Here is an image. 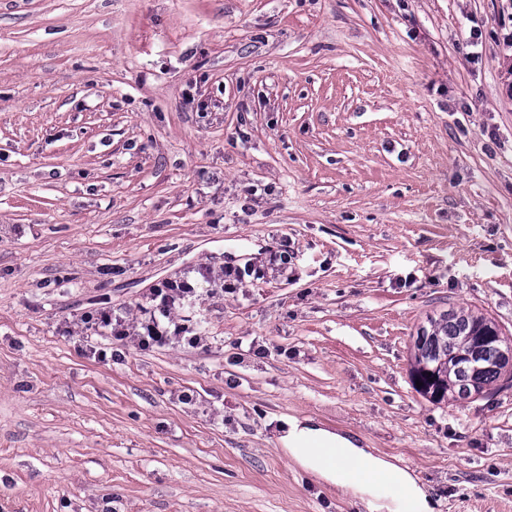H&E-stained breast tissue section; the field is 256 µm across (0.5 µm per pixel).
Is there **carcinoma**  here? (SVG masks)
Wrapping results in <instances>:
<instances>
[{"instance_id": "obj_1", "label": "carcinoma", "mask_w": 512, "mask_h": 512, "mask_svg": "<svg viewBox=\"0 0 512 512\" xmlns=\"http://www.w3.org/2000/svg\"><path fill=\"white\" fill-rule=\"evenodd\" d=\"M498 325L482 313L450 309L439 317L428 318L419 328L413 342L410 364L411 382L422 378L425 384L415 388L423 398L439 404L449 398L485 397L507 367L499 350L490 346L483 350L486 369L474 375L462 364L460 354L468 351V337Z\"/></svg>"}]
</instances>
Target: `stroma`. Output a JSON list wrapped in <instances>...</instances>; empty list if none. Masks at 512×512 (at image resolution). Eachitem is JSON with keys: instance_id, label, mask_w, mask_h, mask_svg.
<instances>
[{"instance_id": "35a3bbf8", "label": "stroma", "mask_w": 512, "mask_h": 512, "mask_svg": "<svg viewBox=\"0 0 512 512\" xmlns=\"http://www.w3.org/2000/svg\"><path fill=\"white\" fill-rule=\"evenodd\" d=\"M509 18L0 0V512H365L288 460L290 416L396 457L436 512H512V386L433 404L409 376L448 309L512 338ZM227 266L180 312L207 343L115 360L79 323Z\"/></svg>"}]
</instances>
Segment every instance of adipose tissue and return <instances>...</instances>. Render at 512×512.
<instances>
[{"label": "adipose tissue", "instance_id": "1", "mask_svg": "<svg viewBox=\"0 0 512 512\" xmlns=\"http://www.w3.org/2000/svg\"><path fill=\"white\" fill-rule=\"evenodd\" d=\"M278 442L292 462L343 493L358 497L368 512L377 510V488L368 480L346 478L344 462L354 461L369 473L388 474L395 479L399 493L388 503L389 512H434L425 486L395 458L377 455L353 438L320 427L313 419H287Z\"/></svg>", "mask_w": 512, "mask_h": 512}]
</instances>
